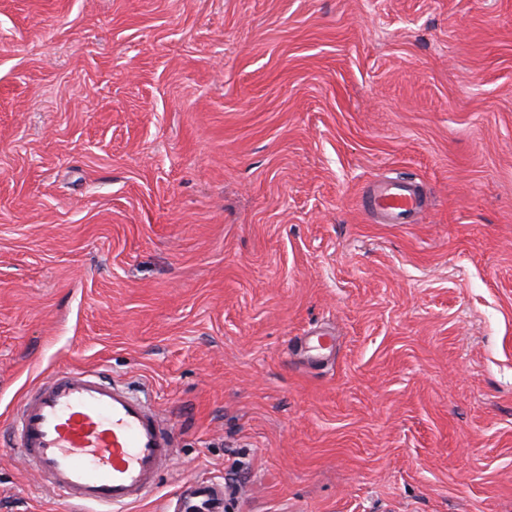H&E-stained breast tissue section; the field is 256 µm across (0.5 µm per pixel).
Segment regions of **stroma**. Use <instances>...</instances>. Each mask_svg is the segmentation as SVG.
<instances>
[{
	"label": "stroma",
	"mask_w": 512,
	"mask_h": 512,
	"mask_svg": "<svg viewBox=\"0 0 512 512\" xmlns=\"http://www.w3.org/2000/svg\"><path fill=\"white\" fill-rule=\"evenodd\" d=\"M73 368L175 429L130 512H512V0H0V440ZM425 204L420 187L403 180L378 181L359 197V207L365 214L380 216L390 224H411ZM185 499L184 512H224V484L199 482L190 486Z\"/></svg>",
	"instance_id": "stroma-1"
}]
</instances>
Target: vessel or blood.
<instances>
[{
	"label": "vessel or blood",
	"instance_id": "vessel-or-blood-1",
	"mask_svg": "<svg viewBox=\"0 0 512 512\" xmlns=\"http://www.w3.org/2000/svg\"><path fill=\"white\" fill-rule=\"evenodd\" d=\"M426 204L418 185L382 180L364 190L359 207L391 224H409ZM11 444L43 487L72 512H122L143 500L175 456L168 424L141 396L77 370L52 376L28 391ZM186 512H224V486H190Z\"/></svg>",
	"mask_w": 512,
	"mask_h": 512
}]
</instances>
